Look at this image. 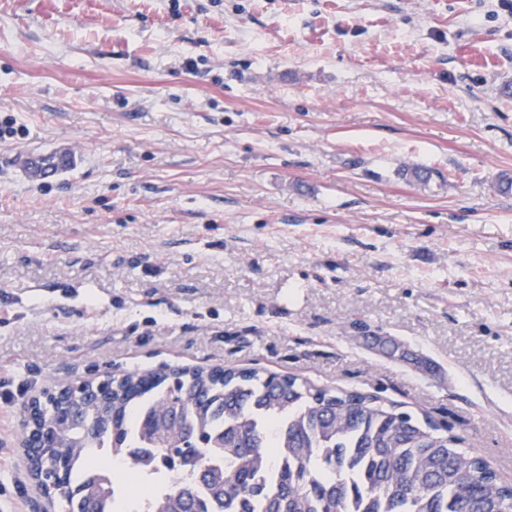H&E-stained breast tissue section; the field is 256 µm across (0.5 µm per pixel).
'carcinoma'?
<instances>
[{
	"label": "carcinoma",
	"instance_id": "carcinoma-1",
	"mask_svg": "<svg viewBox=\"0 0 512 512\" xmlns=\"http://www.w3.org/2000/svg\"><path fill=\"white\" fill-rule=\"evenodd\" d=\"M106 380L112 399L77 401L55 441L67 512L112 500L111 480L80 471L95 455L111 468L103 448L158 462L147 474L157 496L128 512H188L194 499L199 512H512V484L460 435L372 393L230 365ZM86 421L104 430L89 435Z\"/></svg>",
	"mask_w": 512,
	"mask_h": 512
}]
</instances>
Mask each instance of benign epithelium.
Masks as SVG:
<instances>
[{
  "instance_id": "1",
  "label": "benign epithelium",
  "mask_w": 512,
  "mask_h": 512,
  "mask_svg": "<svg viewBox=\"0 0 512 512\" xmlns=\"http://www.w3.org/2000/svg\"><path fill=\"white\" fill-rule=\"evenodd\" d=\"M106 391L107 381L88 380L67 382L63 386L53 390L59 404L53 408V414L45 416L43 408L47 400L46 391L41 390L31 395L24 405L23 419L20 422L22 441L20 447L24 448L27 464L38 461L43 464L42 472L44 481L37 482V489L43 495L61 485L64 465L61 461H52L48 457L46 449L51 446L54 431L67 423L69 407L65 398L73 399L87 390Z\"/></svg>"
}]
</instances>
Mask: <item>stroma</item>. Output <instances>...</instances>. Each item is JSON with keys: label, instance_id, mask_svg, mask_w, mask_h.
I'll return each instance as SVG.
<instances>
[{"label": "stroma", "instance_id": "obj_1", "mask_svg": "<svg viewBox=\"0 0 512 512\" xmlns=\"http://www.w3.org/2000/svg\"><path fill=\"white\" fill-rule=\"evenodd\" d=\"M7 116L0 512L42 508L27 399L136 368L374 393L512 483L499 0H0ZM57 149L71 167L32 183L22 155Z\"/></svg>", "mask_w": 512, "mask_h": 512}]
</instances>
